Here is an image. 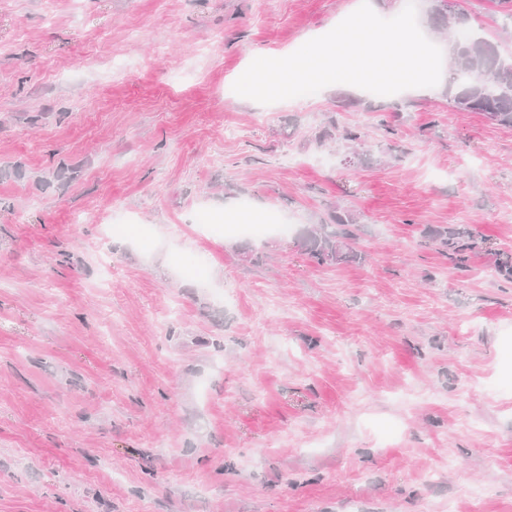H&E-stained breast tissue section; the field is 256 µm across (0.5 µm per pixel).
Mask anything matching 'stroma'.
Wrapping results in <instances>:
<instances>
[{
    "label": "stroma",
    "instance_id": "35a3bbf8",
    "mask_svg": "<svg viewBox=\"0 0 512 512\" xmlns=\"http://www.w3.org/2000/svg\"><path fill=\"white\" fill-rule=\"evenodd\" d=\"M359 4L0 0V512H512V128L444 90H233ZM336 207L359 258L319 266ZM118 211L141 234L104 239ZM203 211L232 232L198 243ZM271 211L289 234L236 231ZM431 239L439 241L443 247H446L451 258L459 264L466 262L468 253L477 247L471 232L461 225L435 230Z\"/></svg>",
    "mask_w": 512,
    "mask_h": 512
}]
</instances>
